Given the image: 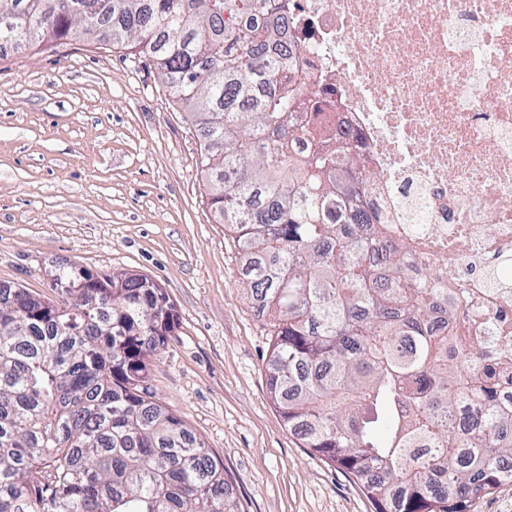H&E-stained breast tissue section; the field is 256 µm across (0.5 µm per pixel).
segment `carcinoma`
Listing matches in <instances>:
<instances>
[{
	"instance_id": "obj_1",
	"label": "carcinoma",
	"mask_w": 512,
	"mask_h": 512,
	"mask_svg": "<svg viewBox=\"0 0 512 512\" xmlns=\"http://www.w3.org/2000/svg\"><path fill=\"white\" fill-rule=\"evenodd\" d=\"M282 0H0L16 41L44 50L107 25L145 55L204 132L210 203L247 258L240 279L272 316L266 365L283 424L341 466L375 512H468L512 483V406L494 370L479 389L428 325L440 289L407 279L400 245L375 248L359 201L364 158L293 122L309 99L293 60L225 24ZM384 267L395 287L378 284ZM55 269L47 298L0 283V512H239L224 463L143 386L175 327L166 292L137 274ZM472 410L471 424L444 418Z\"/></svg>"
}]
</instances>
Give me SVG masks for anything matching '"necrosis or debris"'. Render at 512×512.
<instances>
[{"label": "necrosis or debris", "instance_id": "4bbe7bcc", "mask_svg": "<svg viewBox=\"0 0 512 512\" xmlns=\"http://www.w3.org/2000/svg\"><path fill=\"white\" fill-rule=\"evenodd\" d=\"M234 27L292 50L316 129L358 136L376 244L448 296L435 334L482 348L512 401V0H286Z\"/></svg>", "mask_w": 512, "mask_h": 512}]
</instances>
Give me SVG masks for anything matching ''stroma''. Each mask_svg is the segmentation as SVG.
Wrapping results in <instances>:
<instances>
[{"instance_id": "1", "label": "stroma", "mask_w": 512, "mask_h": 512, "mask_svg": "<svg viewBox=\"0 0 512 512\" xmlns=\"http://www.w3.org/2000/svg\"><path fill=\"white\" fill-rule=\"evenodd\" d=\"M198 153L151 62L106 34L0 49V282L45 295L63 262L152 279L177 326L147 389L223 461L240 512H373L269 398L271 328L242 294Z\"/></svg>"}]
</instances>
